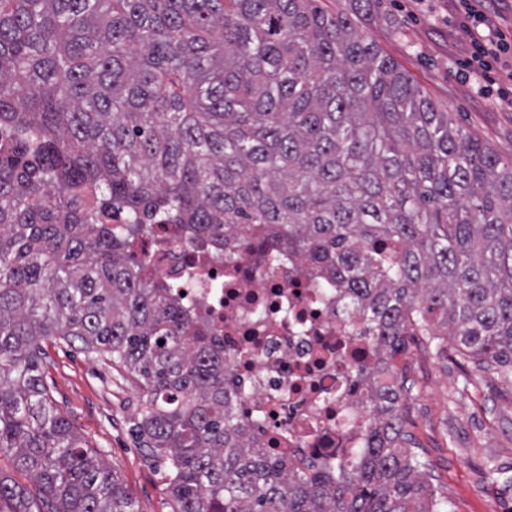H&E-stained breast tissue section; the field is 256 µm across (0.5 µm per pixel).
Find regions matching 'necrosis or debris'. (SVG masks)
I'll return each instance as SVG.
<instances>
[{"label":"necrosis or debris","mask_w":512,"mask_h":512,"mask_svg":"<svg viewBox=\"0 0 512 512\" xmlns=\"http://www.w3.org/2000/svg\"><path fill=\"white\" fill-rule=\"evenodd\" d=\"M131 251L230 363L239 414L258 447L288 462L344 461L365 444L356 375L377 369L355 326L292 258L255 246L226 257L181 225H152Z\"/></svg>","instance_id":"1"}]
</instances>
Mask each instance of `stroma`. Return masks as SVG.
Wrapping results in <instances>:
<instances>
[{"label": "stroma", "mask_w": 512, "mask_h": 512, "mask_svg": "<svg viewBox=\"0 0 512 512\" xmlns=\"http://www.w3.org/2000/svg\"><path fill=\"white\" fill-rule=\"evenodd\" d=\"M358 24L425 94L512 165V66L494 68L477 93L466 63L469 22L457 0H371ZM45 383L88 449L115 471L139 512H170L163 475L130 426L140 395L106 357L45 341ZM392 382L410 384L403 424L428 462L449 512H512V392L453 343L408 338Z\"/></svg>", "instance_id": "35a3bbf8"}]
</instances>
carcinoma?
Returning <instances> with one entry per match:
<instances>
[{
    "mask_svg": "<svg viewBox=\"0 0 512 512\" xmlns=\"http://www.w3.org/2000/svg\"><path fill=\"white\" fill-rule=\"evenodd\" d=\"M0 475L10 512H138L43 382L48 338L109 354L171 512H435L400 391L368 374L358 462H279L224 353L132 263L160 216L286 250L383 365L449 337L512 391V167L317 0H0ZM164 344H159V341Z\"/></svg>",
    "mask_w": 512,
    "mask_h": 512,
    "instance_id": "1",
    "label": "carcinoma"
}]
</instances>
